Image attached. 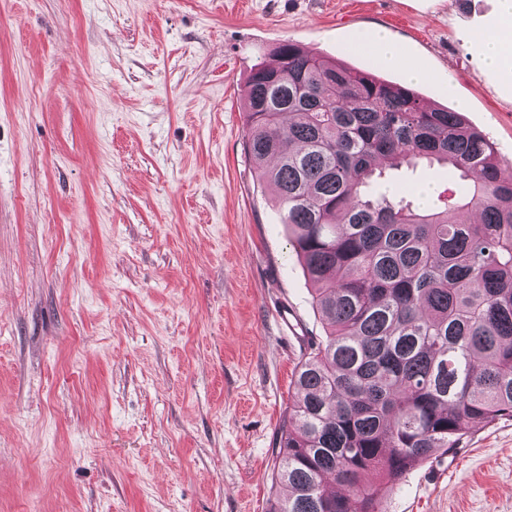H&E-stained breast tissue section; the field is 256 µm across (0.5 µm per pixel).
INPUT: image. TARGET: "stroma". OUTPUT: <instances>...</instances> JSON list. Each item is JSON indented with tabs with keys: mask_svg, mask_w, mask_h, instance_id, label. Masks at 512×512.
I'll list each match as a JSON object with an SVG mask.
<instances>
[{
	"mask_svg": "<svg viewBox=\"0 0 512 512\" xmlns=\"http://www.w3.org/2000/svg\"><path fill=\"white\" fill-rule=\"evenodd\" d=\"M496 0H0V512H268L324 335L241 89L282 41L396 84L385 28L512 167V98L471 42ZM383 512H512V419ZM357 46L370 51L380 64H405L408 76L412 80H419L428 76L427 72L420 66L406 63L400 45L383 28L374 27L362 32L358 37Z\"/></svg>",
	"mask_w": 512,
	"mask_h": 512,
	"instance_id": "stroma-1",
	"label": "stroma"
}]
</instances>
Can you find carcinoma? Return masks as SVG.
Here are the masks:
<instances>
[{"label": "carcinoma", "mask_w": 512, "mask_h": 512, "mask_svg": "<svg viewBox=\"0 0 512 512\" xmlns=\"http://www.w3.org/2000/svg\"><path fill=\"white\" fill-rule=\"evenodd\" d=\"M243 101L244 152L325 331L295 376L268 512H382L380 485L512 418V170L461 113L291 41ZM420 164L448 169L422 208L385 180Z\"/></svg>", "instance_id": "cac0c4a2"}]
</instances>
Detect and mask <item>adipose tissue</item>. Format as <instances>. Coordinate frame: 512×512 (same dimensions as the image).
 I'll use <instances>...</instances> for the list:
<instances>
[{
  "label": "adipose tissue",
  "instance_id": "obj_1",
  "mask_svg": "<svg viewBox=\"0 0 512 512\" xmlns=\"http://www.w3.org/2000/svg\"><path fill=\"white\" fill-rule=\"evenodd\" d=\"M496 13L487 28L474 35V42L485 66L499 83L512 86V0H497ZM359 48L370 51L383 65H406L410 79L426 78L420 66L406 63L400 45L386 30L375 27L362 32L357 40Z\"/></svg>",
  "mask_w": 512,
  "mask_h": 512
}]
</instances>
